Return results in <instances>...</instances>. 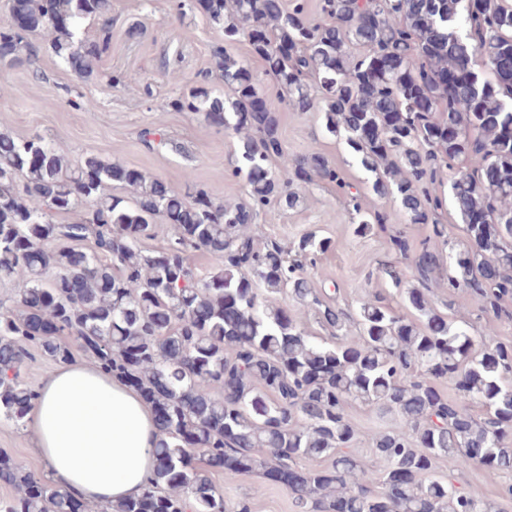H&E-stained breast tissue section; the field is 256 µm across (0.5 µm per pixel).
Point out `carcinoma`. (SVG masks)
I'll return each mask as SVG.
<instances>
[{"label":"carcinoma","instance_id":"cac0c4a2","mask_svg":"<svg viewBox=\"0 0 512 512\" xmlns=\"http://www.w3.org/2000/svg\"><path fill=\"white\" fill-rule=\"evenodd\" d=\"M474 4L322 0L318 20L307 0L286 9L280 0H199L224 42L247 39L287 106L321 114L325 131L373 175L376 196L399 204L411 223L432 225L414 279L388 262L369 272L395 290L408 316L378 290L351 309L313 288L307 268L330 238L311 232L289 245L251 234L261 209L292 207L295 186L337 174L318 152L288 154L277 112L257 108L256 77L224 47L213 51V68L230 94L214 93L207 73L172 106L215 115L238 135L224 176L244 181V200L221 202L196 184L178 189L96 155L73 167L41 136L0 134V276L25 283L12 305L0 301V420L25 426L39 392L22 369L35 354L62 364L78 353L163 412L141 496L97 511L0 454V483L14 489L0 512H141L148 499L158 512H251L217 491L215 467L284 479L301 512H499L440 472L445 460L459 471L512 472V340L495 325L512 318L504 305L512 298V135L504 134L512 81L494 69L512 58V0ZM111 9V0H24L22 29L0 21V58L29 62L31 38L47 35L88 78L110 47ZM92 16L104 18L101 40L76 45ZM448 200L465 224L463 250L438 220ZM339 206L360 216L356 234L371 232L377 218L358 193L343 190ZM69 212L75 221L56 222ZM159 218L173 234L156 251L146 241ZM196 251L221 266L197 272ZM439 284L478 298L483 335L435 307L428 293ZM311 317L327 336L309 331ZM448 378L452 397L440 389ZM353 401L396 417L369 438L379 470L350 451L363 437L347 413ZM474 403L482 416L471 413ZM310 458L327 465L300 467Z\"/></svg>","mask_w":512,"mask_h":512}]
</instances>
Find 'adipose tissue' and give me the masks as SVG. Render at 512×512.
Returning a JSON list of instances; mask_svg holds the SVG:
<instances>
[{
    "instance_id": "obj_1",
    "label": "adipose tissue",
    "mask_w": 512,
    "mask_h": 512,
    "mask_svg": "<svg viewBox=\"0 0 512 512\" xmlns=\"http://www.w3.org/2000/svg\"><path fill=\"white\" fill-rule=\"evenodd\" d=\"M28 422L60 489L108 505L147 487L158 420L125 383L88 365H60L45 379Z\"/></svg>"
}]
</instances>
